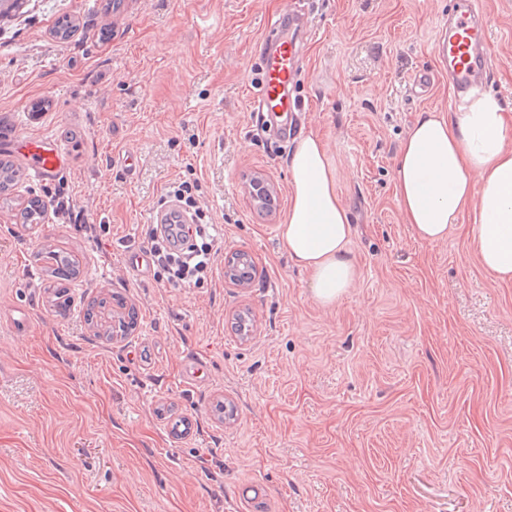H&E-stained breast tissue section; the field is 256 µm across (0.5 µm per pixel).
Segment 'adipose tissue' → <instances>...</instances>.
Returning a JSON list of instances; mask_svg holds the SVG:
<instances>
[{
  "mask_svg": "<svg viewBox=\"0 0 512 512\" xmlns=\"http://www.w3.org/2000/svg\"><path fill=\"white\" fill-rule=\"evenodd\" d=\"M512 106L493 95L450 116L420 113L400 143L394 190L415 236L434 243L472 212V244L481 266L512 283ZM291 206L280 236L308 276L315 300L336 303L357 280L349 249L352 224L320 138L300 135L289 159Z\"/></svg>",
  "mask_w": 512,
  "mask_h": 512,
  "instance_id": "adipose-tissue-1",
  "label": "adipose tissue"
}]
</instances>
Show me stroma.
Masks as SVG:
<instances>
[{"label":"stroma","instance_id":"1","mask_svg":"<svg viewBox=\"0 0 512 512\" xmlns=\"http://www.w3.org/2000/svg\"><path fill=\"white\" fill-rule=\"evenodd\" d=\"M303 2L298 129L329 153L359 270L330 306L278 233L294 142L250 106L290 0H24L0 27V127L61 142L56 183L98 227L24 223L47 196L34 180L0 197V512H512V284L458 230L416 239L394 195L411 123L451 109L434 50L449 0ZM482 22L487 91L512 102V0H483ZM257 175L272 213L248 193ZM180 179L221 234L193 288L123 264ZM43 248L81 266L62 312ZM236 252L250 284L226 274ZM112 293L103 325L137 319L107 342L85 311Z\"/></svg>","mask_w":512,"mask_h":512}]
</instances>
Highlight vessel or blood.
I'll use <instances>...</instances> for the list:
<instances>
[{
    "label": "vessel or blood",
    "mask_w": 512,
    "mask_h": 512,
    "mask_svg": "<svg viewBox=\"0 0 512 512\" xmlns=\"http://www.w3.org/2000/svg\"><path fill=\"white\" fill-rule=\"evenodd\" d=\"M480 17L479 0H454L447 22L437 27L435 53L447 65L448 76L461 99L482 91V77L490 65L488 33ZM300 61V47L287 28L279 25L271 29L251 109L261 125L281 139L287 138L288 128L277 123V116L296 112L299 107L295 82ZM5 149L22 161L31 179L41 182L53 180L68 165L65 150L50 137L17 135Z\"/></svg>",
    "instance_id": "b4317fda"
}]
</instances>
